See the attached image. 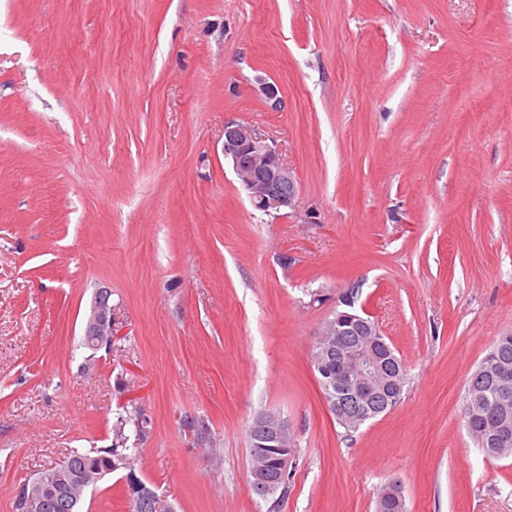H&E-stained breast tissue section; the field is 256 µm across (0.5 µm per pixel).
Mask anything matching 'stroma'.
<instances>
[{"label": "stroma", "instance_id": "stroma-1", "mask_svg": "<svg viewBox=\"0 0 512 512\" xmlns=\"http://www.w3.org/2000/svg\"><path fill=\"white\" fill-rule=\"evenodd\" d=\"M228 120L278 144L298 214L250 205ZM353 285L408 382L348 434L310 350ZM100 289L126 337L88 372ZM507 332L512 0H0V512L110 446L131 398L152 420L136 474L175 512H374L391 482L408 512H512V457L462 418ZM263 410L299 450L282 500L250 486ZM122 485L84 512H127Z\"/></svg>", "mask_w": 512, "mask_h": 512}]
</instances>
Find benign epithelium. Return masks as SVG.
Instances as JSON below:
<instances>
[{
    "instance_id": "obj_1",
    "label": "benign epithelium",
    "mask_w": 512,
    "mask_h": 512,
    "mask_svg": "<svg viewBox=\"0 0 512 512\" xmlns=\"http://www.w3.org/2000/svg\"><path fill=\"white\" fill-rule=\"evenodd\" d=\"M224 158L232 163L233 170L247 192L251 205L267 213L295 212L299 206L298 182L293 171L284 163L276 144L261 136L250 125L237 121L224 123ZM106 290H99L94 298L91 314L86 322L84 335L100 337L98 348H112V338L122 336V322L110 303ZM341 304L348 310L338 313L336 318L326 320L320 327L316 339L317 353L311 363L322 368L326 355L339 354L341 367L336 379L327 383V405L337 404V395L350 401L359 411L347 415L349 420L363 421L364 409L376 397L391 390L393 369L382 358L387 345L381 340V328L370 315L352 313L353 303L343 297ZM353 332L360 340L343 344L338 336L342 331ZM496 393L501 399L512 395V369L495 367ZM254 425L272 433L269 447L288 448L291 443V427L288 420L273 411H262L254 418ZM250 468L251 484L258 494H267L288 473L294 464L293 456L284 453L275 467L264 463L262 445L252 449ZM41 481H27L21 490L27 495L31 512H41V497L37 494Z\"/></svg>"
}]
</instances>
